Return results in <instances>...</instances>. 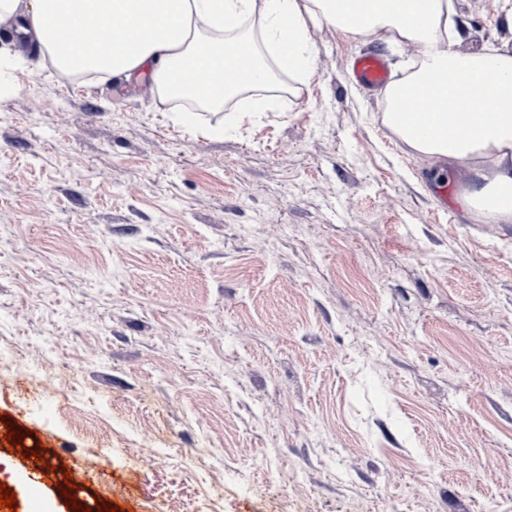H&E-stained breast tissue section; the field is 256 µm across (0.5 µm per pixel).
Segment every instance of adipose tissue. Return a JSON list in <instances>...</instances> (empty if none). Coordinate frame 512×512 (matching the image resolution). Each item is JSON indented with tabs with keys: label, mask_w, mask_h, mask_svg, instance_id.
I'll return each instance as SVG.
<instances>
[{
	"label": "adipose tissue",
	"mask_w": 512,
	"mask_h": 512,
	"mask_svg": "<svg viewBox=\"0 0 512 512\" xmlns=\"http://www.w3.org/2000/svg\"><path fill=\"white\" fill-rule=\"evenodd\" d=\"M253 16L256 35L242 29ZM317 21L423 46L417 67L385 91L386 126L419 154L471 162L464 208L484 224L512 223V54L448 49L447 0H32L23 14L18 0H0V24L33 35L64 74L149 79L159 93L207 102L268 85L277 69L313 75ZM91 25L98 37L88 41ZM476 92L489 111H471ZM409 97L429 111L407 110Z\"/></svg>",
	"instance_id": "adipose-tissue-1"
}]
</instances>
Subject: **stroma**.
Segmentation results:
<instances>
[{
  "label": "stroma",
  "mask_w": 512,
  "mask_h": 512,
  "mask_svg": "<svg viewBox=\"0 0 512 512\" xmlns=\"http://www.w3.org/2000/svg\"><path fill=\"white\" fill-rule=\"evenodd\" d=\"M309 38L316 70L264 88L274 110L189 128L155 86L63 76L0 25L16 512H72L79 467L112 475L79 503L126 512H512V223L468 221L457 171L348 68L376 50L397 80L419 48ZM448 46L512 51L501 0H451Z\"/></svg>",
  "instance_id": "obj_1"
}]
</instances>
